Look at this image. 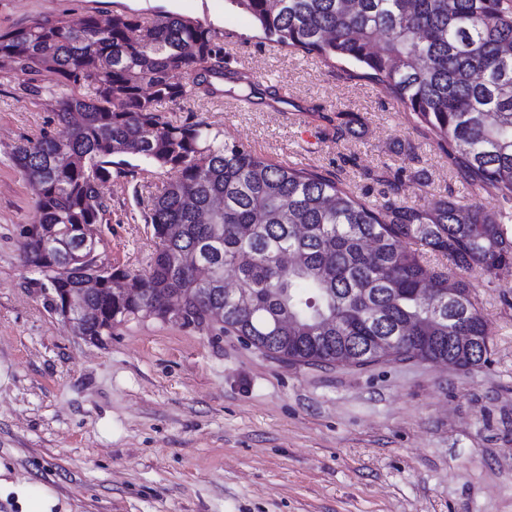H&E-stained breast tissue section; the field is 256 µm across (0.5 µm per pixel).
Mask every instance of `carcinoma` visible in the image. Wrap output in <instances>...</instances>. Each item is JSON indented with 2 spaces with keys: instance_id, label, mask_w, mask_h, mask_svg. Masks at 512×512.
Wrapping results in <instances>:
<instances>
[{
  "instance_id": "1",
  "label": "carcinoma",
  "mask_w": 512,
  "mask_h": 512,
  "mask_svg": "<svg viewBox=\"0 0 512 512\" xmlns=\"http://www.w3.org/2000/svg\"><path fill=\"white\" fill-rule=\"evenodd\" d=\"M281 47L347 63L447 150L490 212L448 195L426 209L372 200L316 170L274 162L203 121L173 124L166 102L216 93L224 69L215 30L179 14H114L78 28L58 20L0 34V59L27 77L49 72L71 94L55 127L9 159L38 186L20 242L43 288L125 280L132 293H94L87 336L152 317L305 364L355 366L421 357L489 362L490 328L464 274L512 270V0H228ZM175 172L147 202L158 240L146 275L103 271L85 241L104 244L112 166ZM448 260L431 267L426 252ZM430 290L439 311L423 305ZM173 293L183 315L167 314ZM456 336H469L462 345Z\"/></svg>"
}]
</instances>
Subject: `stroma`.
Listing matches in <instances>:
<instances>
[{"mask_svg": "<svg viewBox=\"0 0 512 512\" xmlns=\"http://www.w3.org/2000/svg\"><path fill=\"white\" fill-rule=\"evenodd\" d=\"M178 13L217 32L231 69L277 98L215 95L161 106L206 121L269 159L381 197L396 169L408 204L465 196L447 156L381 86L354 68L281 47L227 0H0V33L39 21ZM0 65V512H512V273H472L489 323L488 363L421 358L362 367L278 360L234 335L151 318L105 344L47 307L20 259L34 190L7 153L53 129L57 99ZM359 124L339 131L341 115ZM166 172L112 171L101 250L148 271V196Z\"/></svg>", "mask_w": 512, "mask_h": 512, "instance_id": "stroma-1", "label": "stroma"}]
</instances>
